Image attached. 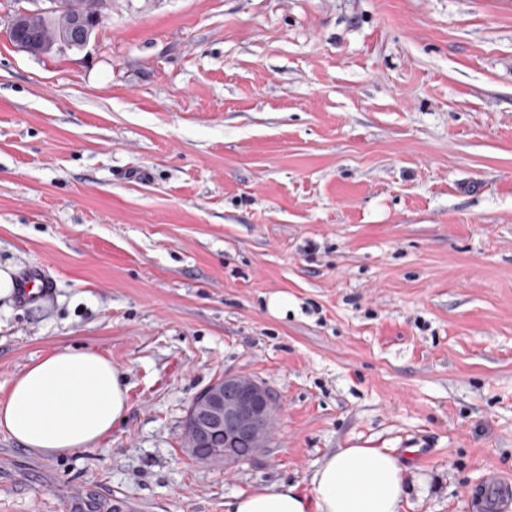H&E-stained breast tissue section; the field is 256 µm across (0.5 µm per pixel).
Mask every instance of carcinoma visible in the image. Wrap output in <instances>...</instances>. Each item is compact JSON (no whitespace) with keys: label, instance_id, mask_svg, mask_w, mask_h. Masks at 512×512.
I'll use <instances>...</instances> for the list:
<instances>
[{"label":"carcinoma","instance_id":"1","mask_svg":"<svg viewBox=\"0 0 512 512\" xmlns=\"http://www.w3.org/2000/svg\"><path fill=\"white\" fill-rule=\"evenodd\" d=\"M102 0H56L55 9L33 15L16 14L21 20L12 31V39L33 40L49 48L57 45L68 50H80L85 43L75 37L80 30L89 37L96 29L92 14Z\"/></svg>","mask_w":512,"mask_h":512}]
</instances>
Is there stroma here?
<instances>
[{
    "label": "stroma",
    "instance_id": "stroma-1",
    "mask_svg": "<svg viewBox=\"0 0 512 512\" xmlns=\"http://www.w3.org/2000/svg\"><path fill=\"white\" fill-rule=\"evenodd\" d=\"M0 0V399L63 348L125 420L45 456L0 432V512H224L387 448L409 512H479L512 474V0H106L35 56ZM287 295L285 316L267 303ZM273 440L225 470L183 423L224 373ZM48 287L49 282L45 272L38 268L33 269L29 271L22 280V297L26 300L36 299L46 292ZM480 498L485 504L486 512H509L502 508L503 502H509L512 505V474L504 476L493 474L485 479L480 485ZM499 510V511H488Z\"/></svg>",
    "mask_w": 512,
    "mask_h": 512
}]
</instances>
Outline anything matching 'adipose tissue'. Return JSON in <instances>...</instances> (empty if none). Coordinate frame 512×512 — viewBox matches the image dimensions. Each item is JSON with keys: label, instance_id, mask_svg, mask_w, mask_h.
I'll return each instance as SVG.
<instances>
[{"label": "adipose tissue", "instance_id": "obj_1", "mask_svg": "<svg viewBox=\"0 0 512 512\" xmlns=\"http://www.w3.org/2000/svg\"><path fill=\"white\" fill-rule=\"evenodd\" d=\"M128 410V387L111 360L87 349H60L29 365L0 400V430L46 456L95 445ZM405 470L383 448H341L307 485L234 495L225 512H403Z\"/></svg>", "mask_w": 512, "mask_h": 512}]
</instances>
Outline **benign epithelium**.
I'll return each mask as SVG.
<instances>
[{
    "label": "benign epithelium",
    "instance_id": "obj_1",
    "mask_svg": "<svg viewBox=\"0 0 512 512\" xmlns=\"http://www.w3.org/2000/svg\"><path fill=\"white\" fill-rule=\"evenodd\" d=\"M277 406L271 390L241 374L226 372L192 400L184 425L186 447L202 463L217 460L233 468L239 460L229 451H207L209 438H245L258 454L267 447L273 433Z\"/></svg>",
    "mask_w": 512,
    "mask_h": 512
}]
</instances>
